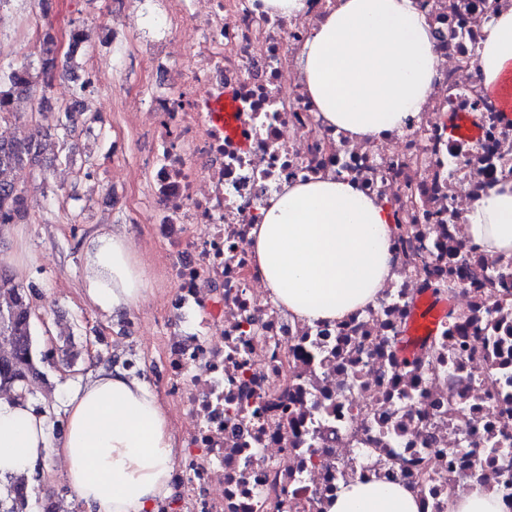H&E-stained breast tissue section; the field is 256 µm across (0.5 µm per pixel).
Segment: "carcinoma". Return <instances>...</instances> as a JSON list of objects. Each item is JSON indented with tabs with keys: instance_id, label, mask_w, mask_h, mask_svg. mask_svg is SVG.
I'll return each mask as SVG.
<instances>
[{
	"instance_id": "obj_1",
	"label": "carcinoma",
	"mask_w": 512,
	"mask_h": 512,
	"mask_svg": "<svg viewBox=\"0 0 512 512\" xmlns=\"http://www.w3.org/2000/svg\"><path fill=\"white\" fill-rule=\"evenodd\" d=\"M87 40L83 28L76 25L70 28L72 49L67 54V60L74 74L83 69L78 57L83 55ZM58 54V42L48 34L39 44L40 69L37 74H32L24 66L0 65V115L13 113V101L30 93L36 80L41 84V103L49 102L47 93L51 91L55 79ZM90 93L91 80L86 78L76 85L72 102L63 109L66 122L56 128V136L64 160L69 159L71 154L72 113L85 111L84 101ZM40 144L36 135L7 144L0 142V224H18L26 220L27 194L26 190L16 185L14 172L26 165L38 164ZM33 289L35 286L31 284L25 288L15 284L7 270L0 268V339L10 341L8 349H0V392L18 389L31 395L33 386L44 378V364L56 358L70 368L78 357L71 336L62 346L46 351L37 349L27 296ZM38 508L41 512H77L74 506L65 508L61 499L43 505L39 499L33 498L25 476L9 478L7 493L0 492V512H36Z\"/></svg>"
}]
</instances>
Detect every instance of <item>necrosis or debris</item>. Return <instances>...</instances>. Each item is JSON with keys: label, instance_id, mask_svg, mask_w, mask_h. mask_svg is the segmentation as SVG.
I'll use <instances>...</instances> for the list:
<instances>
[{"label": "necrosis or debris", "instance_id": "1", "mask_svg": "<svg viewBox=\"0 0 512 512\" xmlns=\"http://www.w3.org/2000/svg\"><path fill=\"white\" fill-rule=\"evenodd\" d=\"M166 0L149 106L118 104L154 169L150 235L175 289L152 369L179 412L182 448L164 512H329L341 486L401 484L423 512L480 490L512 512V258L473 248L467 204L512 178V115L477 77L490 14L512 0H416L437 73L422 112L383 142L323 125L298 55L332 6L269 14L263 0ZM194 34L183 56L170 45ZM236 90L239 139L201 94ZM465 115L475 138L449 137ZM331 174L386 200L392 277L343 322L307 323L262 287L251 231L284 185ZM449 280L447 294L429 290ZM443 315L421 328L424 303ZM418 351L409 371L401 351Z\"/></svg>", "mask_w": 512, "mask_h": 512}]
</instances>
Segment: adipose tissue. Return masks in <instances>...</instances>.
Segmentation results:
<instances>
[{
  "label": "adipose tissue",
  "instance_id": "adipose-tissue-1",
  "mask_svg": "<svg viewBox=\"0 0 512 512\" xmlns=\"http://www.w3.org/2000/svg\"><path fill=\"white\" fill-rule=\"evenodd\" d=\"M300 63L320 121L357 141L402 132L436 77L433 39L414 0H337ZM477 75L490 102L511 110L501 92L512 84V9L488 20ZM466 218L472 244L512 257V180L486 189ZM392 233L377 197L326 176L273 193L251 236L273 300L300 319L336 323L373 301L389 279ZM85 255V295L94 307L109 314L146 299L145 270L126 233L97 234ZM59 391L61 404L51 411L30 397L0 398V481L30 475L55 456L67 464L69 497L87 512H156L177 457L157 394L103 367ZM59 421L64 432L56 437ZM330 512H420V503L399 484L357 481L337 493Z\"/></svg>",
  "mask_w": 512,
  "mask_h": 512
}]
</instances>
